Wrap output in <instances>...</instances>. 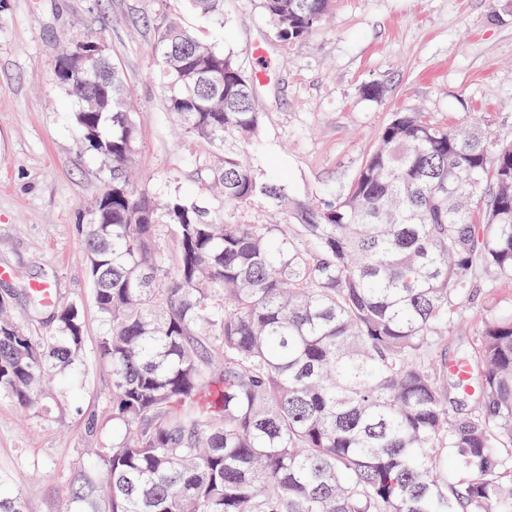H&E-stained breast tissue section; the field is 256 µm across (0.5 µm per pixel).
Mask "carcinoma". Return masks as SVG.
Returning a JSON list of instances; mask_svg holds the SVG:
<instances>
[{"mask_svg": "<svg viewBox=\"0 0 512 512\" xmlns=\"http://www.w3.org/2000/svg\"><path fill=\"white\" fill-rule=\"evenodd\" d=\"M187 2L224 27V0ZM333 3L259 0L285 46ZM153 31L216 208L134 182L129 91L106 55L86 84L53 73L83 147L112 161L84 249L119 431L76 470L78 512H512V313L487 308L461 353L467 412L437 359L475 275L512 282V141L396 112L344 194L291 201L248 151L258 81L174 18ZM260 197L275 223L229 220ZM83 344L79 304L39 336L1 299L0 395L24 413L75 387Z\"/></svg>", "mask_w": 512, "mask_h": 512, "instance_id": "obj_1", "label": "carcinoma"}]
</instances>
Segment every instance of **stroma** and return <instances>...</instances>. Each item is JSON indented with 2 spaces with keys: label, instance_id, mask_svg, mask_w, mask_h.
<instances>
[{
  "label": "stroma",
  "instance_id": "35a3bbf8",
  "mask_svg": "<svg viewBox=\"0 0 512 512\" xmlns=\"http://www.w3.org/2000/svg\"><path fill=\"white\" fill-rule=\"evenodd\" d=\"M0 11V298L16 322L45 330L33 287L84 311V375L20 413L0 397V481L25 512H68L74 471L91 448L112 444V379L99 358L103 331L82 245L90 209L112 165L82 150L70 98L52 72L64 42L103 39L134 102L144 180L160 195L199 194L206 153L163 107L151 19L165 12L199 38L233 52L245 70L262 47L270 71L259 95L265 114L252 152L260 172L288 175L289 197L344 193L393 112L442 124L476 120L512 140V0H336L324 28L293 48L271 39L257 0H224L225 27L184 0H5ZM379 87L377 97L365 94ZM512 307L502 284L479 274L473 297L450 320L447 357L477 333L489 306Z\"/></svg>",
  "mask_w": 512,
  "mask_h": 512
}]
</instances>
